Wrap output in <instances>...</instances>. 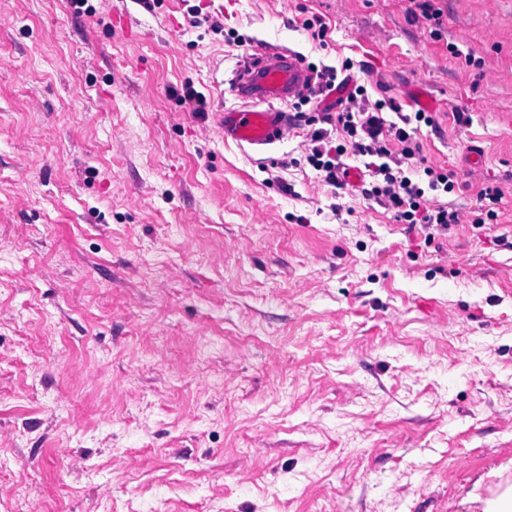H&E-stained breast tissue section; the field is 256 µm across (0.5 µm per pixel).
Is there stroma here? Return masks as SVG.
I'll return each mask as SVG.
<instances>
[{"label": "stroma", "mask_w": 512, "mask_h": 512, "mask_svg": "<svg viewBox=\"0 0 512 512\" xmlns=\"http://www.w3.org/2000/svg\"><path fill=\"white\" fill-rule=\"evenodd\" d=\"M433 3L436 36L410 0H0V512L512 493V0ZM272 46L405 113L426 89L423 156L463 213L500 186L499 222L428 244L317 177L303 128L225 142L227 80Z\"/></svg>", "instance_id": "obj_1"}]
</instances>
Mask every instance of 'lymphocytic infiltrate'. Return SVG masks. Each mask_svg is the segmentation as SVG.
Masks as SVG:
<instances>
[{
  "label": "lymphocytic infiltrate",
  "mask_w": 512,
  "mask_h": 512,
  "mask_svg": "<svg viewBox=\"0 0 512 512\" xmlns=\"http://www.w3.org/2000/svg\"><path fill=\"white\" fill-rule=\"evenodd\" d=\"M363 88H355L339 112L304 114L311 149L307 163L328 185H338L337 173L348 156L360 159L367 172L361 183L364 198L383 202L397 223L418 230L425 241L461 224L462 212L449 198L456 191L453 170L426 164L417 135L422 127H436L432 113L400 114L386 120L383 103L359 106ZM339 138H332V131Z\"/></svg>",
  "instance_id": "f902f5d3"
}]
</instances>
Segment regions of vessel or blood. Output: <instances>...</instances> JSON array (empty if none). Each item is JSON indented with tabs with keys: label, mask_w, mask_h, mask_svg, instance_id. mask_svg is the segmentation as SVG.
<instances>
[{
	"label": "vessel or blood",
	"mask_w": 512,
	"mask_h": 512,
	"mask_svg": "<svg viewBox=\"0 0 512 512\" xmlns=\"http://www.w3.org/2000/svg\"><path fill=\"white\" fill-rule=\"evenodd\" d=\"M321 82L302 57L286 47L266 49L241 63L229 84L237 108L221 112L225 141L261 152L287 138L288 107L304 96L322 93Z\"/></svg>",
	"instance_id": "obj_1"
}]
</instances>
